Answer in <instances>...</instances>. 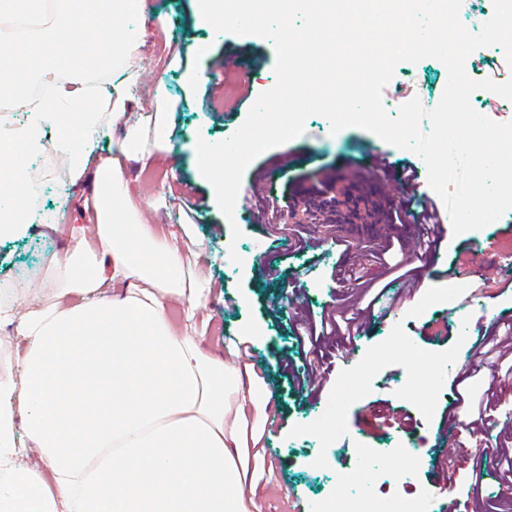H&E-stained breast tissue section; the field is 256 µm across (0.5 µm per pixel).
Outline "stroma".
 I'll return each instance as SVG.
<instances>
[{"label":"stroma","instance_id":"stroma-1","mask_svg":"<svg viewBox=\"0 0 512 512\" xmlns=\"http://www.w3.org/2000/svg\"><path fill=\"white\" fill-rule=\"evenodd\" d=\"M149 2L167 16L169 24L163 31L149 30L138 50L140 78L123 121L133 124L154 111L169 113L171 148L156 153L145 171L129 170L130 194L157 235L189 226L194 243L184 252L186 266L212 281V290L199 307V319L206 321L208 335L217 343L228 336L249 335L253 360L268 370L282 426L266 440L275 479H262L269 459L250 463L263 512H289L295 502L311 507L336 498L342 478L358 474L366 454L385 478L404 473L416 492L427 497L430 512H440L444 499L434 492L430 458L412 457L408 451L437 447L447 434L452 382L468 366L471 348L490 338L495 318L512 316V293L489 296L477 307L468 303L465 287L458 288L451 302L440 295L454 280L450 270L457 253L511 230L512 210L478 232L447 234L430 257L424 287L396 321L375 315L357 337L350 361L335 367L321 393L298 385L281 365L283 358L295 353L293 312L277 310L259 265H278L294 274L302 285L307 311L321 313L339 294L331 278L333 270L349 261L337 239L369 251L383 239L413 233L408 224H377L365 213L336 208L335 199L366 201L383 211L396 208L401 198L399 166L406 160L419 162L420 157L358 127L330 133L328 121L315 115L307 119L303 134L266 150L249 165L236 213L226 219L214 189L197 169L193 148L201 139L223 141L242 125L250 109L239 101L245 90L257 95L274 86V46L258 36L194 28L193 0ZM200 41L209 45V55L196 52ZM228 54L247 68L248 87H241L232 70L211 78L214 64ZM194 71L206 73V80H191ZM447 80V69L437 59L402 62L384 87L382 100L384 105L399 106L416 97L430 110L440 101ZM378 151L390 157L392 166L375 182L368 174ZM44 159L52 176L42 183L37 201L26 208L24 231L0 239V257L5 260L0 285L13 287L20 301L51 295L47 260L69 246L60 226L84 225L90 216L89 187L61 180L63 163L54 152H46ZM192 194L203 201L194 212L187 207ZM301 200L315 220L299 225L307 247L289 256L272 227L286 220L288 207ZM235 227L243 233L237 241L231 238ZM233 250L241 264L230 261ZM464 310L472 318L467 325L461 321ZM435 319L443 320L447 334L432 340L425 337L423 327ZM375 400L409 409L413 424L406 430L374 428L363 408Z\"/></svg>","mask_w":512,"mask_h":512}]
</instances>
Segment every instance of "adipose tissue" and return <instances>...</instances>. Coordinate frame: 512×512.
I'll return each instance as SVG.
<instances>
[{
	"label": "adipose tissue",
	"mask_w": 512,
	"mask_h": 512,
	"mask_svg": "<svg viewBox=\"0 0 512 512\" xmlns=\"http://www.w3.org/2000/svg\"><path fill=\"white\" fill-rule=\"evenodd\" d=\"M0 18L43 27L0 45V100L28 114L0 132V211L23 179L15 157L50 149L73 182L90 179L95 226L91 237L71 228L68 250L50 258L52 302L0 303V332L27 342L17 369L0 372V512H250L241 469L272 393L256 367L205 348L192 324L210 283L140 222L126 179L128 164L147 167L169 146L163 114L149 128L120 124L140 77L130 59L166 19L148 0H0ZM77 30L124 34L108 84L80 79L105 47L72 48ZM72 116L83 144L65 130L46 142V125ZM101 137L103 156L91 150ZM172 301L188 331L173 330Z\"/></svg>",
	"instance_id": "adipose-tissue-1"
}]
</instances>
